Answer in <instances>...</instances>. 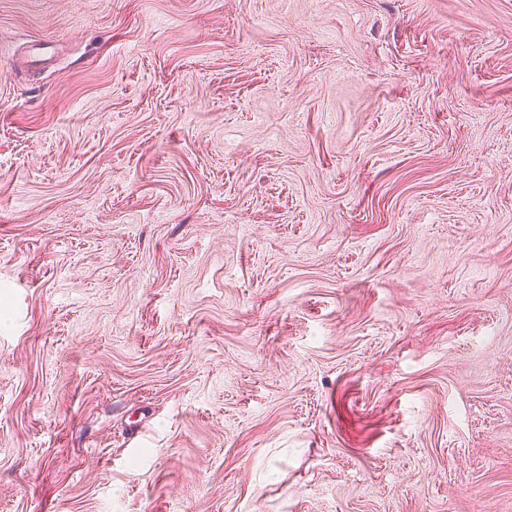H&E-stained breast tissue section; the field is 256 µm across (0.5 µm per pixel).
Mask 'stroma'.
<instances>
[{"label":"stroma","mask_w":512,"mask_h":512,"mask_svg":"<svg viewBox=\"0 0 512 512\" xmlns=\"http://www.w3.org/2000/svg\"><path fill=\"white\" fill-rule=\"evenodd\" d=\"M0 512H512V0H0Z\"/></svg>","instance_id":"35a3bbf8"}]
</instances>
